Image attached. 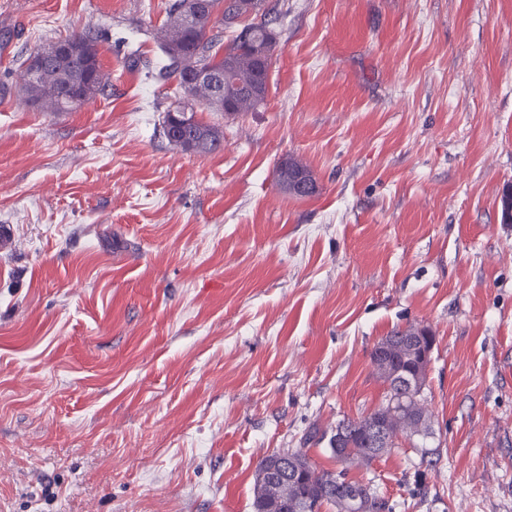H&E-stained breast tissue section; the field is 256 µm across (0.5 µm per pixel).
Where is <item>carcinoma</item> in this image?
I'll use <instances>...</instances> for the list:
<instances>
[{"label": "carcinoma", "instance_id": "carcinoma-1", "mask_svg": "<svg viewBox=\"0 0 512 512\" xmlns=\"http://www.w3.org/2000/svg\"><path fill=\"white\" fill-rule=\"evenodd\" d=\"M249 2L251 0H211L214 9L224 5L219 23L232 33L227 42L212 27L196 30L178 27L176 20L181 0H174L169 6L161 36L166 63L160 76L175 79L177 85L175 102L166 111L163 135L183 152H213L222 146L224 135L218 126L201 120L191 128L176 126L174 114L179 110L193 109L199 104L212 112L236 116L256 109L268 95L270 66L277 47L276 34L271 27L273 18L265 8L264 0H258L259 8L251 19L242 21L241 17L248 13ZM58 44L67 45L70 52L53 55L33 82L22 81V91L33 106L52 112H69L103 92L109 76L100 64L98 34L88 31L48 42L50 46ZM205 66L221 75L230 71V79L224 80V101L216 98L210 84L204 88L187 86L188 76ZM276 174L282 187L291 180L312 177L306 165L291 158L280 162ZM372 365L377 377L390 389L385 402L376 409L336 425V433L330 436L329 446L342 469L333 471L312 465L305 477L293 481L288 471L278 466L277 459L286 455L295 461L307 462L306 451L295 448L268 455L259 462L254 475V512H318L325 504L342 512L336 496L338 488L347 484L360 487L364 496L372 498L377 504L374 512H386V502L373 494L362 481L349 478L348 471L354 467H367L375 459L391 453L398 447L397 437H392L377 454L365 445L361 430L370 421H378L390 413L405 418L419 403L425 402V398L419 390L392 386L396 376L410 373L411 362L404 348H397L381 359H372Z\"/></svg>", "mask_w": 512, "mask_h": 512}]
</instances>
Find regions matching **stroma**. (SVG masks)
Here are the masks:
<instances>
[{"label": "stroma", "instance_id": "1", "mask_svg": "<svg viewBox=\"0 0 512 512\" xmlns=\"http://www.w3.org/2000/svg\"><path fill=\"white\" fill-rule=\"evenodd\" d=\"M171 0H0V512H254L266 455L376 409L435 338L433 433L351 470L392 512H512V0H267L269 93L162 133ZM93 30L110 84L26 102ZM294 157L315 195L277 183ZM418 329L425 336H416L417 334L412 331L411 336H402L400 339H403L405 344L410 347V350L416 353L419 362L425 365L428 371V366L430 364L431 355L435 345L434 339L426 328L419 327Z\"/></svg>", "mask_w": 512, "mask_h": 512}]
</instances>
